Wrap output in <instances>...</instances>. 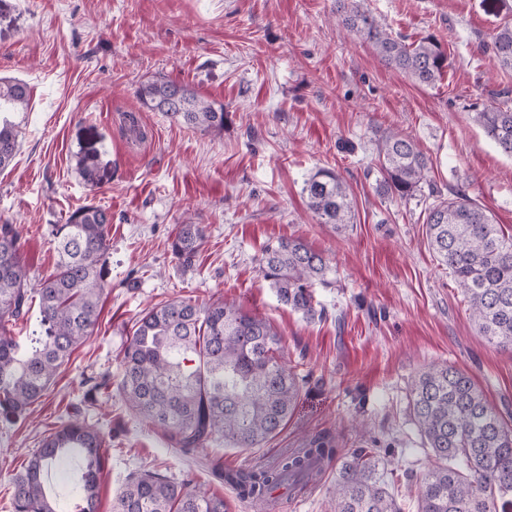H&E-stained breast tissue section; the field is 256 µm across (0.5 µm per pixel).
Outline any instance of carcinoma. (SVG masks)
Instances as JSON below:
<instances>
[{
  "mask_svg": "<svg viewBox=\"0 0 512 512\" xmlns=\"http://www.w3.org/2000/svg\"><path fill=\"white\" fill-rule=\"evenodd\" d=\"M336 15L382 62L419 86L435 85L450 66L447 52L431 35L408 43L347 0H336ZM483 47L501 66L512 68V21L501 22ZM137 95L148 111L172 122L224 132V106L199 98L183 85L149 81ZM30 97L26 82L0 78V171L19 152L22 126L17 116L27 111ZM474 120L512 157V107L507 102L483 106L474 112ZM377 162L380 188L391 198L410 200L427 183L428 159L408 135L385 132ZM303 192L318 223L335 230L353 223L354 201L336 171L316 170L305 180ZM429 196L428 246L469 303L479 333L512 350V235L463 190H452L446 198L432 190ZM111 224L107 210L84 205L70 212L65 223L54 225L55 270L32 289L21 261V231L8 221L0 223L1 422L24 417L46 395L74 348L98 325L99 299L106 288L102 258L109 249ZM203 240L201 225L181 224L171 242L172 254L189 268ZM259 272L282 305L307 320L323 317L325 308L316 300L315 288L331 285V267L303 239L268 246ZM35 298L44 332L25 346L12 335L11 326L28 315ZM122 365L120 392L128 408L187 454L217 437L232 448L261 447L283 430L300 389L271 323L226 301L199 306L175 299L144 311L127 341ZM409 411L436 460L422 479L417 512H512V428L471 376L448 364L419 372L411 383ZM103 449L101 432L78 419L55 428L14 477L12 512H67L47 493L45 482L70 455L79 472L70 491L78 512H98ZM332 464L333 512H401L388 491L394 470L380 449L342 454L324 436L282 455L272 467L238 469L222 478L239 499L266 512L275 505L276 491L298 496ZM112 512H227V507L222 498L146 471L128 479Z\"/></svg>",
  "mask_w": 512,
  "mask_h": 512,
  "instance_id": "obj_1",
  "label": "carcinoma"
}]
</instances>
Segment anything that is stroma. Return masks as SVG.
Here are the masks:
<instances>
[{
    "mask_svg": "<svg viewBox=\"0 0 512 512\" xmlns=\"http://www.w3.org/2000/svg\"><path fill=\"white\" fill-rule=\"evenodd\" d=\"M392 34L435 35L448 49L444 79L422 87L386 66L338 25L335 0H0V76L28 83L31 103L15 160L0 172V222L19 226L31 284L56 263L51 230L94 203L112 215L100 324L74 351L28 416L0 422V512H12L15 475L44 434L71 417L106 436L99 512L130 475H191L193 490L255 512L216 471L269 466L314 437L341 452L390 449L401 512H417L419 481L435 464L409 413L412 376L448 363L470 375L512 425V351L480 336L467 302L426 242L425 201L380 193L384 131L411 135L440 190L459 187L512 234V158L474 121V109L512 92V70L481 45L500 19L483 0H361ZM188 86L229 114L223 133L186 129L142 107L138 87ZM145 132L129 139L128 113ZM95 156L97 183L77 165ZM335 169L355 202L338 232L317 223L305 180ZM205 239L193 267L170 243L185 222ZM305 239L328 259L326 317L280 304L261 277L263 249ZM175 297L235 302L268 319L299 377L287 427L261 447L173 448L136 418L116 386L135 319ZM113 385L106 394L105 385ZM336 469L313 492L281 496L274 512H331Z\"/></svg>",
    "mask_w": 512,
    "mask_h": 512,
    "instance_id": "stroma-1",
    "label": "stroma"
}]
</instances>
